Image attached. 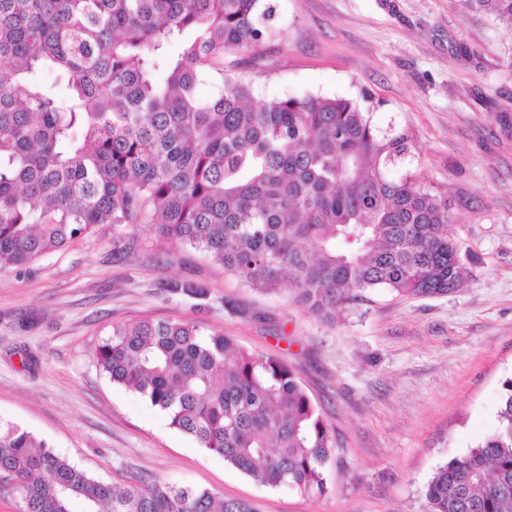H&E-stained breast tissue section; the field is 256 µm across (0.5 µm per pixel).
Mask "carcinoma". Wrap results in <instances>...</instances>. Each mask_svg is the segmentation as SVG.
<instances>
[{
  "label": "carcinoma",
  "mask_w": 512,
  "mask_h": 512,
  "mask_svg": "<svg viewBox=\"0 0 512 512\" xmlns=\"http://www.w3.org/2000/svg\"><path fill=\"white\" fill-rule=\"evenodd\" d=\"M512 29V0H461ZM270 0H0V270L97 224H150L243 285L328 321L364 294L444 296L464 280L448 199L389 169L412 149L349 99L252 104L224 56L271 34ZM193 37L172 47L184 33ZM66 81L60 100L35 78ZM217 77L206 101L196 87ZM159 288L204 305L205 285ZM112 383L260 484L329 492L335 430L284 362L182 320L112 328ZM494 430L439 466L427 512H512V379ZM0 475L23 512H253L207 489L109 485L16 424L0 423Z\"/></svg>",
  "instance_id": "1"
}]
</instances>
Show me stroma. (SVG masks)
Returning <instances> with one entry per match:
<instances>
[{
	"instance_id": "35a3bbf8",
	"label": "stroma",
	"mask_w": 512,
	"mask_h": 512,
	"mask_svg": "<svg viewBox=\"0 0 512 512\" xmlns=\"http://www.w3.org/2000/svg\"><path fill=\"white\" fill-rule=\"evenodd\" d=\"M273 34L226 56L253 100L370 95L380 130L404 129L391 168L446 196L475 276L455 292L368 293L335 323L245 287L145 224H99L28 266L0 271V421L102 481L204 488L254 512H426L436 468L489 434L512 378V31L461 0H272ZM203 283L210 305L163 293ZM179 319L292 366L341 449L319 499L242 474L97 365L114 326ZM30 364H22V356Z\"/></svg>"
}]
</instances>
